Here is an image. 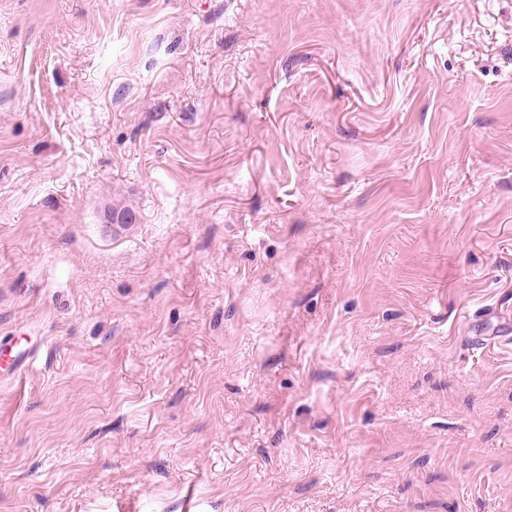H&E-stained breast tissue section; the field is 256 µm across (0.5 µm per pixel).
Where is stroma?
Wrapping results in <instances>:
<instances>
[{
  "label": "stroma",
  "instance_id": "35a3bbf8",
  "mask_svg": "<svg viewBox=\"0 0 512 512\" xmlns=\"http://www.w3.org/2000/svg\"><path fill=\"white\" fill-rule=\"evenodd\" d=\"M494 306L512 0H0V512H512Z\"/></svg>",
  "mask_w": 512,
  "mask_h": 512
}]
</instances>
